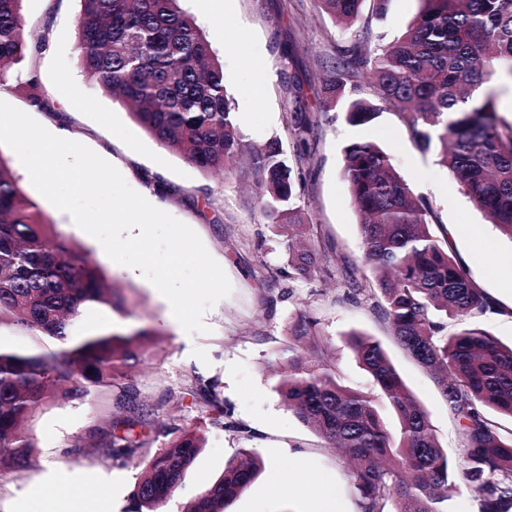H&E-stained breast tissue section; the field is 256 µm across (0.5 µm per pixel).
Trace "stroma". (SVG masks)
<instances>
[{
	"mask_svg": "<svg viewBox=\"0 0 512 512\" xmlns=\"http://www.w3.org/2000/svg\"><path fill=\"white\" fill-rule=\"evenodd\" d=\"M179 5L194 18L224 65V86L244 149L279 141L288 165L304 170L294 206L301 223L311 225L315 243L338 253L344 264L360 261V218L343 177V150L362 140L377 144L430 204L435 232H447L457 259L493 303L495 310L484 317L483 328L502 343H511L512 294L504 287L512 281V240L487 223L441 163L438 149L419 151L393 113L353 127L313 91L337 44L364 36L375 45L393 41L417 15L421 0H390L382 20L372 18L373 4L366 0L363 12L370 15V24L350 29L336 26L317 0H228L220 17L207 13L201 0H180ZM80 10V0H25V18L35 33H48L51 52L39 55L36 69L20 66L9 86L0 87V161L56 232L97 261L106 280L124 294L126 314L98 311L91 314V322L100 328L133 324L154 331L135 383L142 399L162 402L158 425L174 436L194 426L201 429L205 448L164 512H184L243 448L260 455L265 469L225 512H304L303 498L286 492L300 475L311 491L316 477L334 482L335 501L318 500V512H329L335 502L343 512H357L351 482L335 450L289 413L275 390L271 364L287 349L290 326L300 312L317 320L322 345L334 350L341 381L352 389L371 393L375 386L347 348V333L358 330L380 341L428 412L449 459H456L458 432L445 400L393 341L371 297H345L335 281L321 276L289 277L285 230L268 216L259 178L246 163L204 172L162 147L126 106L95 86L77 51ZM31 79L53 101L77 87L80 105L61 117L74 140L113 164L155 207L190 226L222 267L232 292L206 313L209 333L190 335L170 322L169 302L144 277H132L110 260L97 240L28 181L17 148L26 141L41 150L38 130L53 122L47 113L30 109L24 86ZM295 115L317 120L310 153L303 160L286 128ZM201 380L215 384L229 411V426L201 423L202 413L192 398ZM97 407L84 398L50 403L38 412L30 430L38 447L37 463L25 472L0 469V512H55L61 489L49 481L52 472L91 487V495L78 505L80 512H133V491L144 460L116 464L91 449H73L77 441L87 440Z\"/></svg>",
	"mask_w": 512,
	"mask_h": 512,
	"instance_id": "35a3bbf8",
	"label": "stroma"
}]
</instances>
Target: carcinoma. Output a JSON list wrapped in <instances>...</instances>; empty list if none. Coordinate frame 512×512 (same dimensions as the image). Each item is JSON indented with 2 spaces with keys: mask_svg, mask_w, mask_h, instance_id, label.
I'll use <instances>...</instances> for the list:
<instances>
[{
  "mask_svg": "<svg viewBox=\"0 0 512 512\" xmlns=\"http://www.w3.org/2000/svg\"><path fill=\"white\" fill-rule=\"evenodd\" d=\"M77 49L85 72L132 109L136 122L163 147L203 171L236 162L241 150L224 68L179 0H81ZM365 0H319L338 25L361 19ZM400 38L370 48L337 49L318 94L364 126L393 113L414 145L437 142L441 162L491 223L512 239V120L499 116L487 85L512 80V0H421ZM23 0H0V86L25 59ZM376 100L360 96V81ZM29 105L56 112L29 84ZM267 195L264 207L293 218L292 170L271 142L254 155ZM343 174L362 217L363 265L349 268L343 288L372 292L373 309L394 340L431 375L457 426L460 453L450 467L428 412L416 400L374 337L351 332L346 344L395 413L389 425L372 395L342 384L318 355L317 322L301 314L290 328L288 355L276 363V391L300 422L343 454L357 512H446L465 488L484 497L483 512H512V431L491 417L512 419V345L480 327L494 306L469 270L433 231L434 212L371 142L344 149ZM289 236L292 274L330 273L333 256ZM92 309L122 314L126 300L97 262L54 231L0 160V329L24 343L0 341V463L24 471L36 463L29 423L50 400L71 401L93 386L112 389V413L91 429L93 452L125 462L143 455L134 512H163L204 448L193 427L151 451L164 433L153 426L159 406L138 401L129 371L143 361L151 332L88 328ZM457 322L447 333L436 318ZM196 403L212 423L227 417L214 386L199 382ZM264 462L242 448L223 474L185 512H224L260 474Z\"/></svg>",
  "mask_w": 512,
  "mask_h": 512,
  "instance_id": "carcinoma-1",
  "label": "carcinoma"
}]
</instances>
